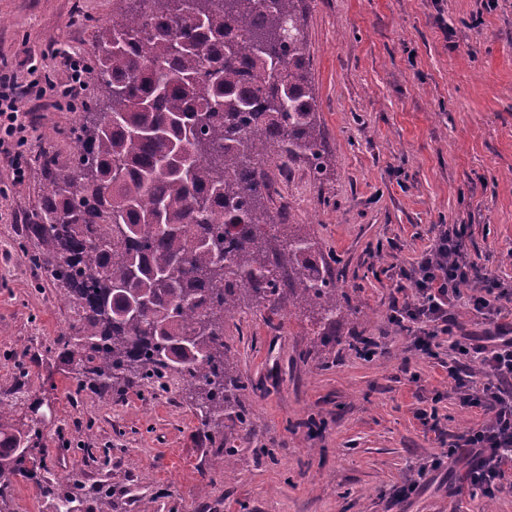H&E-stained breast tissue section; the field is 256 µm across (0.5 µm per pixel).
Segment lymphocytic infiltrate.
Instances as JSON below:
<instances>
[{
	"label": "lymphocytic infiltrate",
	"mask_w": 512,
	"mask_h": 512,
	"mask_svg": "<svg viewBox=\"0 0 512 512\" xmlns=\"http://www.w3.org/2000/svg\"><path fill=\"white\" fill-rule=\"evenodd\" d=\"M47 92V87L36 81L22 89L12 79L0 77V145L26 129L21 110L24 95L40 98ZM466 238L461 224L441 230L406 275L416 289V300L395 305L391 319L403 327L440 323L445 331H452L449 309L465 294L473 310L489 322L484 335L460 336L451 342L454 357L448 376L462 405L479 409L484 416L481 426L456 437V447L465 449L468 459L464 479L467 485L492 496L512 471V322L502 320L505 306L512 304V294L498 289L467 262ZM474 363L481 365L486 378L478 394L472 391L470 366Z\"/></svg>",
	"instance_id": "f902f5d3"
}]
</instances>
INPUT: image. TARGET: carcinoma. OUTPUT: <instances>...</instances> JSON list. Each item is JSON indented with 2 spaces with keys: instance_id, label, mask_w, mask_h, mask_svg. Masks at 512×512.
<instances>
[{
  "instance_id": "cac0c4a2",
  "label": "carcinoma",
  "mask_w": 512,
  "mask_h": 512,
  "mask_svg": "<svg viewBox=\"0 0 512 512\" xmlns=\"http://www.w3.org/2000/svg\"><path fill=\"white\" fill-rule=\"evenodd\" d=\"M306 0H113L94 66L105 111L82 115L69 166L43 156L27 224L42 266L79 319L63 357L79 387L123 395L137 381L189 388L213 433L241 425L225 319L244 307L323 328L365 312L304 225L268 205L271 166L325 172L305 53ZM37 426L0 409V505L32 479Z\"/></svg>"
}]
</instances>
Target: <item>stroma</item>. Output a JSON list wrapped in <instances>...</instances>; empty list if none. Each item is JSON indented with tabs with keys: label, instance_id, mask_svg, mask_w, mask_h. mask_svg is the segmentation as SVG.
Listing matches in <instances>:
<instances>
[{
	"label": "stroma",
	"instance_id": "stroma-1",
	"mask_svg": "<svg viewBox=\"0 0 512 512\" xmlns=\"http://www.w3.org/2000/svg\"><path fill=\"white\" fill-rule=\"evenodd\" d=\"M111 21L112 0H0V74L62 85L64 56L92 63ZM305 34L331 153L291 220L339 259L367 316L337 322L322 350L303 317L227 319L228 354L255 385L240 397L249 425L231 428L233 475L216 468L224 436L207 435L182 382L102 397L58 356L74 309L20 243L40 206L38 156L72 160L80 109L53 92L28 99L19 158L0 152V400L37 422L35 456L71 471L63 488L83 512L104 485L114 512H512L507 489L471 499L448 453L484 417L459 401L447 333L426 351L390 319L401 271L446 225H465L470 261L512 290V0H312ZM362 337L379 341L373 358Z\"/></svg>",
	"mask_w": 512,
	"mask_h": 512
}]
</instances>
